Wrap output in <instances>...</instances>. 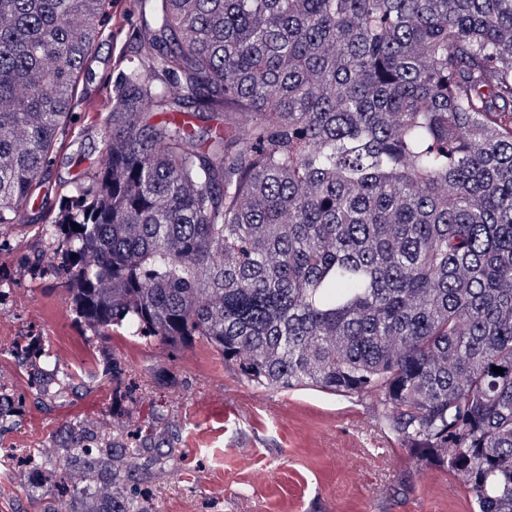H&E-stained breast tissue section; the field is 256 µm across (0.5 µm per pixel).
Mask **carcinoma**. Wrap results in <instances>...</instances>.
Returning a JSON list of instances; mask_svg holds the SVG:
<instances>
[{"label":"carcinoma","instance_id":"cac0c4a2","mask_svg":"<svg viewBox=\"0 0 512 512\" xmlns=\"http://www.w3.org/2000/svg\"><path fill=\"white\" fill-rule=\"evenodd\" d=\"M111 7L0 0V229L26 222ZM139 9L105 164L50 229L80 318L202 340L257 387L377 393L414 457L512 512V0ZM95 436L72 431L80 477L133 464Z\"/></svg>","mask_w":512,"mask_h":512}]
</instances>
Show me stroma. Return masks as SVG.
Listing matches in <instances>:
<instances>
[{
	"label": "stroma",
	"instance_id": "obj_1",
	"mask_svg": "<svg viewBox=\"0 0 512 512\" xmlns=\"http://www.w3.org/2000/svg\"><path fill=\"white\" fill-rule=\"evenodd\" d=\"M112 27L77 81L74 118L37 188L41 211L0 231V379L10 389L0 512H64L71 499L56 484L71 430L123 435L132 425L158 437L113 482L148 512H475L455 473L416 460L383 429L376 396L261 389L202 341L86 331L60 277L35 259L53 248L46 224L103 164L106 97L141 30L136 0L116 4ZM26 356L63 381V395L30 381Z\"/></svg>",
	"mask_w": 512,
	"mask_h": 512
}]
</instances>
